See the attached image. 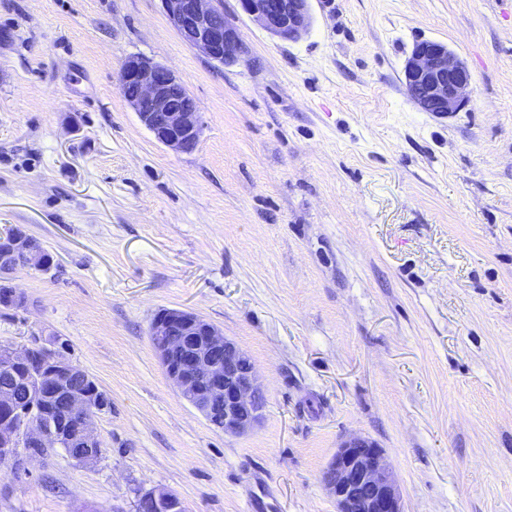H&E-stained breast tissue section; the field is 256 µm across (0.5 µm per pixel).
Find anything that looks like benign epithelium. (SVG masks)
I'll return each instance as SVG.
<instances>
[{"instance_id":"1","label":"benign epithelium","mask_w":512,"mask_h":512,"mask_svg":"<svg viewBox=\"0 0 512 512\" xmlns=\"http://www.w3.org/2000/svg\"><path fill=\"white\" fill-rule=\"evenodd\" d=\"M172 27L184 42L219 64L238 61L247 48L217 0H161ZM243 11L269 34L296 41L312 26L309 0H241ZM411 100L424 112L448 117L467 103L472 75L466 63L446 44L418 42L403 68ZM134 84L125 97L140 122L161 144L179 153L193 152L199 141L196 101L169 68L142 57L127 58L119 87ZM17 229L0 241V288L7 305L27 307L26 295L13 285L16 262L43 270L44 249ZM149 336L166 377L181 397L213 426L242 435L260 420L263 388L250 357L214 324L183 309H162ZM0 368L26 370V395L0 391V459L14 462L26 448H61L79 466L92 465L104 448L95 420L107 409L105 395L90 374L61 351L56 336H34L21 347L10 346ZM79 383L61 388L64 380ZM322 482L336 503V512H405L394 474L384 451L363 436L344 440L326 467ZM135 512H187L183 502L164 488L138 495Z\"/></svg>"}]
</instances>
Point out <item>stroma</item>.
I'll use <instances>...</instances> for the list:
<instances>
[{
	"label": "stroma",
	"instance_id": "1",
	"mask_svg": "<svg viewBox=\"0 0 512 512\" xmlns=\"http://www.w3.org/2000/svg\"><path fill=\"white\" fill-rule=\"evenodd\" d=\"M248 52L220 65L161 0H0V234L51 255L0 341H65L111 402L105 453L0 466V512H336L322 475L360 435L405 512H512V0H311L296 41L219 0ZM447 43L473 76L430 118L403 66ZM130 56L201 112L193 152L158 143L119 89ZM199 314L253 361L260 423L213 427L148 332ZM135 512H187V509L170 491L151 488L138 495Z\"/></svg>",
	"mask_w": 512,
	"mask_h": 512
}]
</instances>
